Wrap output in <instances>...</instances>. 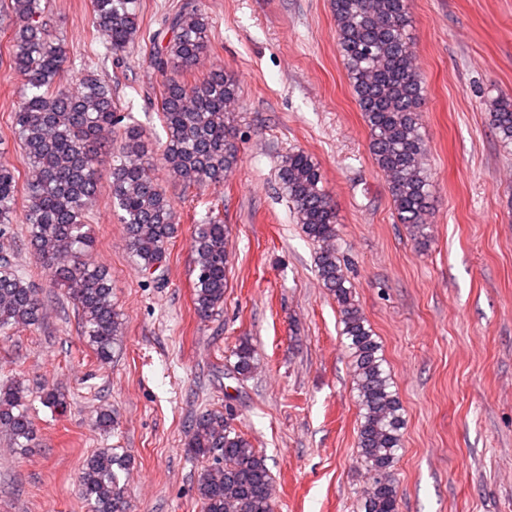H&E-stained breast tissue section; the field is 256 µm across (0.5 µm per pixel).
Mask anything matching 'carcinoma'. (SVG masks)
I'll return each instance as SVG.
<instances>
[{
    "label": "carcinoma",
    "instance_id": "cac0c4a2",
    "mask_svg": "<svg viewBox=\"0 0 512 512\" xmlns=\"http://www.w3.org/2000/svg\"><path fill=\"white\" fill-rule=\"evenodd\" d=\"M91 8L92 25L112 51L124 50L136 38L137 0H91ZM331 8L336 47L370 132V154L387 181L399 222L424 242L431 228L427 148L419 123L426 88L412 50L409 0H331ZM12 14L11 67L25 87L12 124L28 176L19 218V175L0 161V334L35 327L44 317L38 287L24 278L15 261L14 249L22 245L65 288L78 309L83 339L107 363L121 335V314L112 303L108 271L92 259L94 240L87 229V214L99 192L102 149L112 131L123 130L119 148L111 152L112 202L121 211L129 252L142 271L160 281L175 236V214L150 167L159 161L185 191L223 182L239 160L237 85L222 69L192 86L178 79L179 71L206 53L210 28L199 0H184L165 19L169 39L148 57V67L162 78L160 112L166 132L155 158L142 127L114 100L111 81L87 73L74 88L61 82L66 51L46 34L42 0H12ZM489 124L503 143L512 145L511 96L492 100ZM278 191L302 232L319 246L317 275L338 304L340 336L360 410L357 460L366 484L360 510L398 512L394 466L402 448V405L378 336L355 300L337 248L336 207L316 159L300 149L283 155ZM16 224L26 225L21 241ZM226 236L223 221L210 217L195 225L191 237L198 269L194 310L202 320L224 304ZM232 356L234 376L249 377L255 367L251 343L241 340ZM29 396L17 380L0 385V430L23 451L36 447L37 440ZM40 400L61 414L67 408L55 389L42 390ZM230 417L207 410L189 425L187 453L210 461L197 484L202 512H273L274 484L266 460L230 425ZM130 467V457L114 448L87 456L78 492L89 512H128Z\"/></svg>",
    "mask_w": 512,
    "mask_h": 512
}]
</instances>
